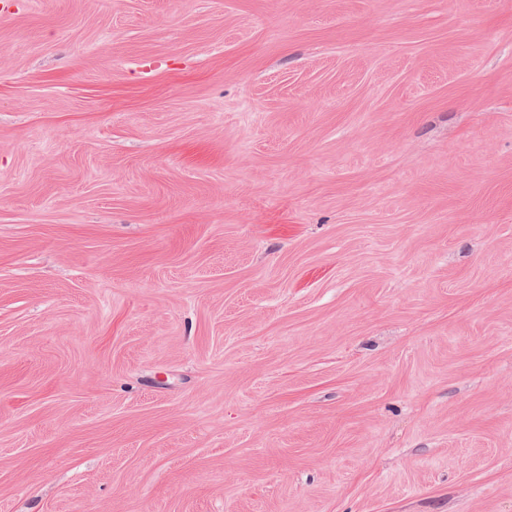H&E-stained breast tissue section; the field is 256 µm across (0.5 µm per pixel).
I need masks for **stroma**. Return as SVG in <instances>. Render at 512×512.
<instances>
[{
  "mask_svg": "<svg viewBox=\"0 0 512 512\" xmlns=\"http://www.w3.org/2000/svg\"><path fill=\"white\" fill-rule=\"evenodd\" d=\"M0 512H512V0H0Z\"/></svg>",
  "mask_w": 512,
  "mask_h": 512,
  "instance_id": "obj_1",
  "label": "stroma"
}]
</instances>
